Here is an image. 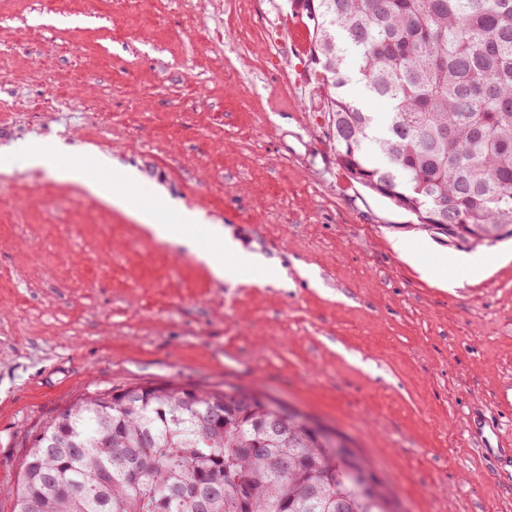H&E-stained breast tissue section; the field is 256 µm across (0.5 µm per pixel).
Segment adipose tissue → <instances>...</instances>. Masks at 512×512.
I'll return each mask as SVG.
<instances>
[{"mask_svg":"<svg viewBox=\"0 0 512 512\" xmlns=\"http://www.w3.org/2000/svg\"><path fill=\"white\" fill-rule=\"evenodd\" d=\"M56 152V146L33 139L18 149L14 158L22 166L48 170L57 180L81 183L108 205L134 217L156 239L186 249L215 279H224L244 269H262L264 257L242 252L223 225L209 224L211 243L207 246L190 235L188 225L206 222L203 212L182 211L159 191L148 197L136 195L135 189L140 182L138 173L128 171L114 176L111 185L107 186L103 183L108 171L105 159L61 164L57 161Z\"/></svg>","mask_w":512,"mask_h":512,"instance_id":"obj_1","label":"adipose tissue"}]
</instances>
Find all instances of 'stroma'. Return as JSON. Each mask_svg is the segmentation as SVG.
<instances>
[{
  "label": "stroma",
  "instance_id": "35a3bbf8",
  "mask_svg": "<svg viewBox=\"0 0 512 512\" xmlns=\"http://www.w3.org/2000/svg\"><path fill=\"white\" fill-rule=\"evenodd\" d=\"M312 31L290 0H0V512L47 417L168 381L259 391L342 434L403 512H512V240L448 241L345 175ZM33 138L136 169L138 195L206 212L287 284L216 280L10 164ZM447 252L489 276L440 288L417 266Z\"/></svg>",
  "mask_w": 512,
  "mask_h": 512
}]
</instances>
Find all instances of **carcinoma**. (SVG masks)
<instances>
[{
    "label": "carcinoma",
    "instance_id": "1",
    "mask_svg": "<svg viewBox=\"0 0 512 512\" xmlns=\"http://www.w3.org/2000/svg\"><path fill=\"white\" fill-rule=\"evenodd\" d=\"M313 22L327 128L347 176L413 215L512 227V0H295ZM387 100L384 120L347 91ZM163 382L142 401L89 395L44 422L13 512H370L295 426L226 390ZM78 448H54L67 432Z\"/></svg>",
    "mask_w": 512,
    "mask_h": 512
}]
</instances>
